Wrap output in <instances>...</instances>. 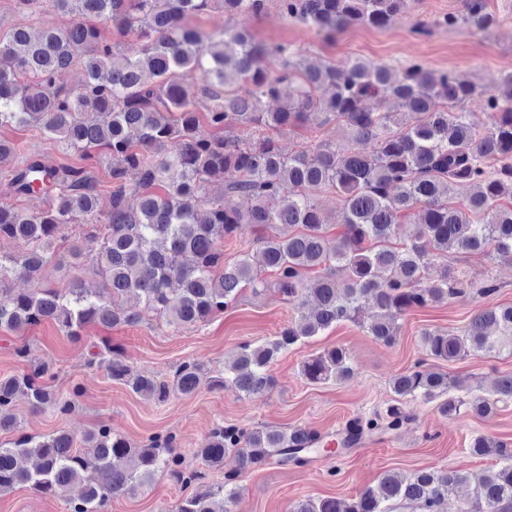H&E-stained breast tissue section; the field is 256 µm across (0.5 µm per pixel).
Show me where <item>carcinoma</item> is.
I'll return each mask as SVG.
<instances>
[{
    "label": "carcinoma",
    "instance_id": "1",
    "mask_svg": "<svg viewBox=\"0 0 512 512\" xmlns=\"http://www.w3.org/2000/svg\"><path fill=\"white\" fill-rule=\"evenodd\" d=\"M219 1L224 15L256 16L267 0H51L59 14L83 21L45 26L34 35L16 27L0 37V126H35L81 164L50 167L37 157L16 169L10 187L17 196L43 193L53 205L38 214L0 206V241L20 252L0 254V330L22 332L55 322L73 341L91 325L133 326L140 315L124 306L135 293L176 330L207 322L236 304L248 288L255 297L274 295L299 311L273 339L240 344L218 385L259 397L276 384L270 366L283 351L339 323L350 322L391 345L408 312L466 294L471 283L445 274L430 281V260L450 253L486 252L512 263V74L488 93L493 123L477 125L462 108L476 89L420 62L395 70L356 58L340 68L305 63L286 42L261 43L242 24H224L218 34L189 27L185 18ZM280 14L326 36L352 24L387 27L398 20L402 0H276ZM117 26L128 42L104 43L98 23ZM208 67L212 81L196 88L190 72ZM85 79L71 89L67 73ZM251 85L241 96L236 86ZM279 103L272 111L267 103ZM333 121L351 131L355 147L328 144L286 153L279 137L299 127ZM235 126L236 136L222 131ZM374 149L365 151L364 145ZM164 153L163 158L156 155ZM500 162L494 171L488 163ZM110 183L109 210L100 209L97 167ZM223 194L245 207L228 208ZM458 185L474 188L466 209L454 205ZM338 201L343 233L332 238L319 199ZM93 225L81 243H68L63 227L77 219ZM252 225L260 231L255 252L224 260L222 243ZM88 259L101 288L75 285L67 295L44 286L16 292L8 278L39 276L49 264L75 268ZM274 272L270 281L263 271ZM317 270L312 284L306 273ZM368 303L374 315L359 317ZM427 356L454 362L470 352L489 358L512 355V306L478 310L461 336L422 332ZM115 382L156 403L189 395L207 380L194 359L181 362L172 380L135 373L108 342L88 358ZM311 384L346 380L349 353L334 347L309 356L300 368ZM47 364L0 379V432L17 428L11 407L17 397L37 410L68 414L81 394L53 387ZM396 404L347 427L336 451L293 441L295 430L217 427L197 456L220 468L237 455L239 470L274 462L305 466L318 457L339 456L366 431H396L412 421L402 401L440 400L442 413L488 416L496 404L512 402V375L498 377L492 394L465 401L451 394L455 382L426 363L395 375ZM469 452H490L501 464L480 474L458 470L385 472L378 484L346 502L305 499L290 512H444L448 494L461 485L472 496L461 512H512V446L475 437ZM35 460L33 469L20 465ZM159 471L190 484L176 438L151 435L140 445L102 426L78 439L58 430L20 435L0 444V493L26 484L44 495L68 493L70 512H105L117 496L134 495ZM196 489L176 512H228L237 498L231 486Z\"/></svg>",
    "mask_w": 512,
    "mask_h": 512
}]
</instances>
